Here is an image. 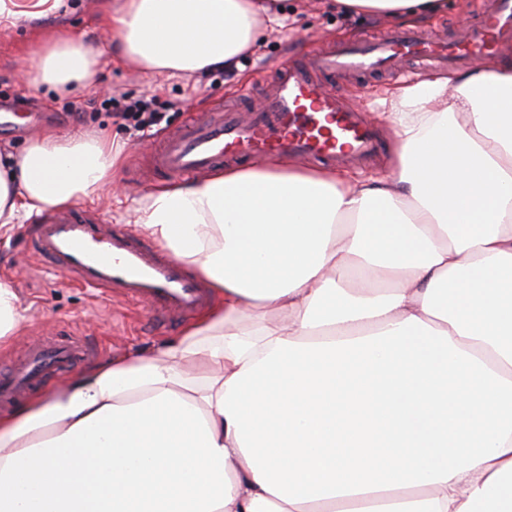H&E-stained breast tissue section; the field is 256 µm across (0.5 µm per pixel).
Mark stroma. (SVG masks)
<instances>
[{
    "mask_svg": "<svg viewBox=\"0 0 512 512\" xmlns=\"http://www.w3.org/2000/svg\"><path fill=\"white\" fill-rule=\"evenodd\" d=\"M113 0H62L60 9L48 18L12 23L0 21V107L23 115L19 129L0 131V161L22 151L41 131L91 133L119 132L127 143L120 172L122 193L102 191L78 201L77 209L95 213L100 223L134 228L136 210L152 188L165 185L166 177L150 171L148 162L160 137L181 127L195 113L226 102L241 115H248L262 101L267 78L293 53L327 50L347 38L392 30L393 22L369 16L345 15L333 10L328 0H291L281 31L267 34L260 46L239 61L238 74L227 78L216 70L197 76L188 74L146 75L123 61L102 20L112 10ZM441 14L419 22V29L447 36L468 32L477 11L487 0H447ZM54 30L98 47L100 69L92 87L77 86L59 94L32 86L21 74L19 61L44 32ZM424 70L415 68L402 76L384 75L360 82L326 79L329 89L341 91L348 102L374 119L381 100L398 87L420 80ZM125 103L138 98L154 99L164 115L159 126L140 133L128 122L115 118L102 105L104 98ZM28 224L22 223L0 237V278L16 289L26 321L10 350L0 352V375L19 368L32 347L57 336H79L89 348L83 367L116 355H136L180 336L182 324L157 325L144 310L119 300H102L85 288L67 284L65 278L32 256L27 244Z\"/></svg>",
    "mask_w": 512,
    "mask_h": 512,
    "instance_id": "1",
    "label": "stroma"
}]
</instances>
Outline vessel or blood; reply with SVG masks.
I'll list each match as a JSON object with an SVG mask.
<instances>
[{
	"label": "vessel or blood",
	"mask_w": 512,
	"mask_h": 512,
	"mask_svg": "<svg viewBox=\"0 0 512 512\" xmlns=\"http://www.w3.org/2000/svg\"><path fill=\"white\" fill-rule=\"evenodd\" d=\"M512 38V0H492L490 13L460 39L415 29L362 37L327 51H305L284 61L268 80L260 105L243 117L216 107L192 116L166 135L151 159L153 170L172 179H199L242 158H304L323 164H357L373 157L381 136L320 75L360 77L401 70L414 60L451 70L478 60ZM31 249L72 284L118 296L161 323L189 317L206 306L209 290L200 277L172 262L161 249L120 226H106L86 211L41 216L29 227ZM86 345L61 339L37 347L23 368L0 377V402L40 384L45 372L74 366Z\"/></svg>",
	"instance_id": "1"
}]
</instances>
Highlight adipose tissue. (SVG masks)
<instances>
[{
    "label": "adipose tissue",
    "mask_w": 512,
    "mask_h": 512,
    "mask_svg": "<svg viewBox=\"0 0 512 512\" xmlns=\"http://www.w3.org/2000/svg\"><path fill=\"white\" fill-rule=\"evenodd\" d=\"M424 20L443 0H335ZM149 74L231 69L282 10L118 0ZM35 86H91L99 53L44 36ZM386 176L279 158L149 192L143 234L213 302L150 356H119L0 414V512H512V63L383 101ZM125 145L52 130L0 168V235L114 188ZM253 328H243V321Z\"/></svg>",
    "instance_id": "obj_1"
}]
</instances>
